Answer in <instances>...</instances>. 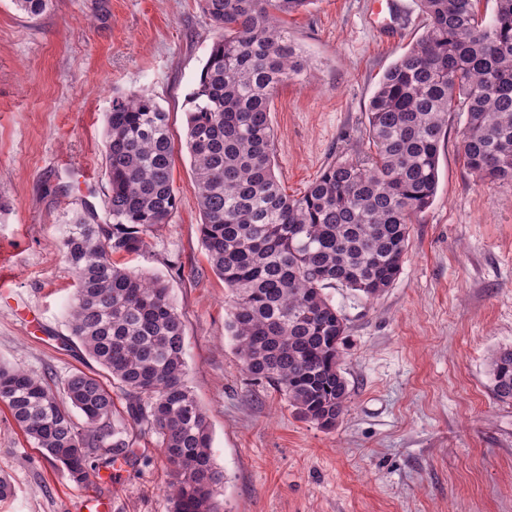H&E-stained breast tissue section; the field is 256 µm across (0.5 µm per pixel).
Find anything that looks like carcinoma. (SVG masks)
I'll return each mask as SVG.
<instances>
[{
    "mask_svg": "<svg viewBox=\"0 0 512 512\" xmlns=\"http://www.w3.org/2000/svg\"><path fill=\"white\" fill-rule=\"evenodd\" d=\"M479 0H418L425 34L384 73L366 113L364 158L328 164L299 198L283 193L270 112L308 61L285 17L311 0H200L220 31L189 95L186 147L202 244L232 304L225 327L244 370L300 418L334 429L351 400L342 371L344 315L324 290L375 298L402 272L414 219L433 202L448 116L466 115L461 151L484 180L512 181V0L489 21ZM167 113L145 94L117 96L104 144L110 224L70 225L60 241L77 288L69 329L103 373L48 380L0 365V404L70 480L84 483L135 456L130 431L153 434L173 480L172 512H218L203 409L186 376L185 323L168 285L112 260L139 253L176 207ZM490 392L512 403V347L488 360ZM117 388L130 427L112 422Z\"/></svg>",
    "mask_w": 512,
    "mask_h": 512,
    "instance_id": "obj_1",
    "label": "carcinoma"
}]
</instances>
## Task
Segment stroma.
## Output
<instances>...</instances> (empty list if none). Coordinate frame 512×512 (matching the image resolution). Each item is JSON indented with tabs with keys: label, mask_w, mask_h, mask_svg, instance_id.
Instances as JSON below:
<instances>
[{
	"label": "stroma",
	"mask_w": 512,
	"mask_h": 512,
	"mask_svg": "<svg viewBox=\"0 0 512 512\" xmlns=\"http://www.w3.org/2000/svg\"><path fill=\"white\" fill-rule=\"evenodd\" d=\"M370 0H313L288 17L309 61L270 113L275 173L301 196L324 167L368 149L366 111L386 70L426 31L399 0L397 39ZM219 32L199 0H51L31 17L0 0V365L62 382L97 371L67 326L76 281L59 250L75 218L107 224L104 156L113 97L149 93L168 114L177 207L130 270L161 277L186 325L188 385L211 427L220 512H512V404L493 400L486 359L512 346V182L470 172L453 114L433 203L380 297L327 289L346 317L351 402L336 428L301 419L245 374L225 330L230 296L202 245L185 147L188 97ZM139 460L78 484L33 448L0 405V512H171L155 436Z\"/></svg>",
	"instance_id": "1"
}]
</instances>
